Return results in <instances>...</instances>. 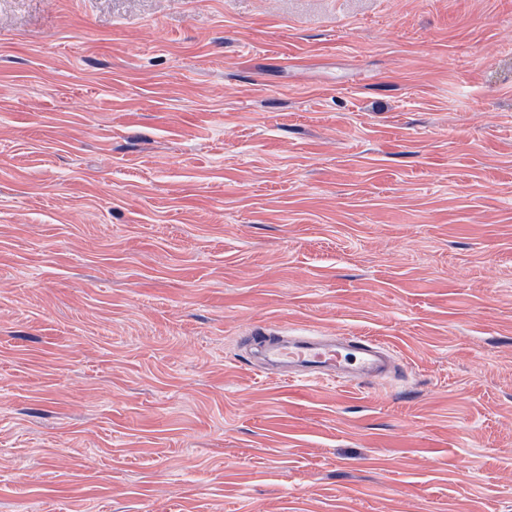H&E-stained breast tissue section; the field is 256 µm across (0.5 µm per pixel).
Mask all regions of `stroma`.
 Returning <instances> with one entry per match:
<instances>
[{"instance_id": "stroma-1", "label": "stroma", "mask_w": 512, "mask_h": 512, "mask_svg": "<svg viewBox=\"0 0 512 512\" xmlns=\"http://www.w3.org/2000/svg\"><path fill=\"white\" fill-rule=\"evenodd\" d=\"M0 512H512V0H0ZM247 335L256 365L289 379L363 383L386 377L393 361L388 346L371 336H285L270 325L253 326Z\"/></svg>"}]
</instances>
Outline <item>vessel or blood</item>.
<instances>
[{
  "instance_id": "obj_1",
  "label": "vessel or blood",
  "mask_w": 512,
  "mask_h": 512,
  "mask_svg": "<svg viewBox=\"0 0 512 512\" xmlns=\"http://www.w3.org/2000/svg\"><path fill=\"white\" fill-rule=\"evenodd\" d=\"M246 343L258 367L283 377L362 383L385 377L388 346L370 336H287L269 325L248 330Z\"/></svg>"
}]
</instances>
